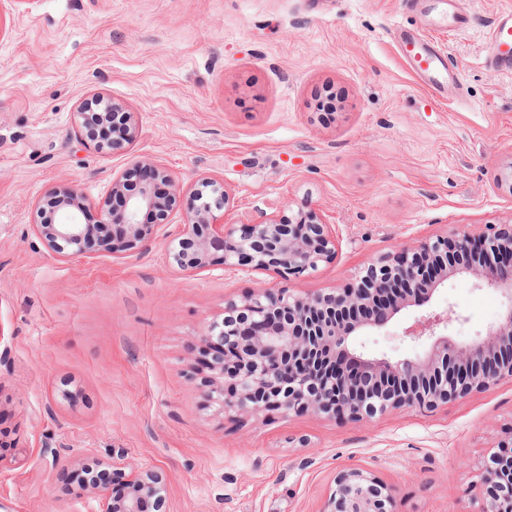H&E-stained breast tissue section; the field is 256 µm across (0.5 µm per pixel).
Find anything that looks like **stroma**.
<instances>
[{
  "label": "stroma",
  "mask_w": 512,
  "mask_h": 512,
  "mask_svg": "<svg viewBox=\"0 0 512 512\" xmlns=\"http://www.w3.org/2000/svg\"><path fill=\"white\" fill-rule=\"evenodd\" d=\"M448 34L403 0H0V504L6 512H97L84 467L161 472L166 512H318L336 474L373 470L395 512H473L483 458L512 427V380L430 412L358 422L246 417L205 407L187 378L203 327L270 276L171 264L202 178L223 181L224 220L315 210L336 256L286 286L339 288L401 246L512 222V76L483 46L512 0H461ZM437 39L461 95L434 99L400 57L393 25ZM101 95L132 112L121 152L80 137L78 106ZM164 166L184 192L152 240L123 258L70 259L34 233L36 205L64 186L89 223L134 161ZM468 341L504 300L458 276L433 296ZM411 313L363 337L365 351L415 354Z\"/></svg>",
  "instance_id": "35a3bbf8"
}]
</instances>
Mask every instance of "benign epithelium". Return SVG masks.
I'll return each instance as SVG.
<instances>
[{"instance_id": "7a95c632", "label": "benign epithelium", "mask_w": 512, "mask_h": 512, "mask_svg": "<svg viewBox=\"0 0 512 512\" xmlns=\"http://www.w3.org/2000/svg\"><path fill=\"white\" fill-rule=\"evenodd\" d=\"M80 136L98 151L135 142L133 113L101 96L80 106ZM140 187L124 198L123 211L106 210L96 224L84 221L88 199L68 187L38 206L54 218L34 225L48 248L81 257L102 245L107 226L117 224L110 251L136 249L151 240L173 210L181 186L159 163L140 162ZM230 195L214 178L201 180L177 235L167 243L181 271L207 267L214 257L224 266L263 271L277 280L224 306V319L202 329L209 346L203 394L217 410L255 416L264 410L322 414L358 422L389 411L433 410L512 378V224L491 234L455 229L444 236L387 253L355 281L328 292L296 296L280 281L315 271L336 254L330 225L315 212L262 214L236 226L218 222ZM468 275L505 299L499 321L477 339L450 334L457 312L428 309L448 279ZM409 307L420 309L401 339L423 350L393 358L360 352L358 337L384 328ZM512 427L484 463L475 512H512ZM87 487L98 512H142L150 502L162 512L167 496L163 476L151 470L115 468ZM120 480L124 497L113 498L109 480ZM395 488L372 470L339 472L318 512H392Z\"/></svg>"}]
</instances>
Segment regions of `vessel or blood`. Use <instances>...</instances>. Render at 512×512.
<instances>
[{"label": "vessel or blood", "mask_w": 512, "mask_h": 512, "mask_svg": "<svg viewBox=\"0 0 512 512\" xmlns=\"http://www.w3.org/2000/svg\"><path fill=\"white\" fill-rule=\"evenodd\" d=\"M428 8L433 20L446 24L449 31L465 30L470 23L469 17L456 5L445 4L444 0H430ZM391 38L403 61L432 95L444 97L458 89V72L453 60L432 39L405 26L394 28ZM483 61L492 74L512 76V10L501 11L493 19Z\"/></svg>", "instance_id": "1"}]
</instances>
